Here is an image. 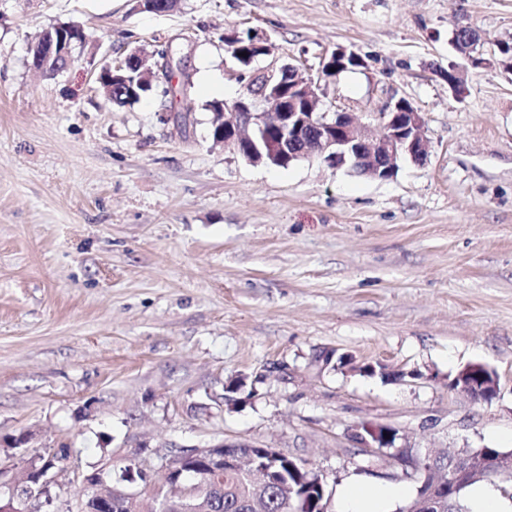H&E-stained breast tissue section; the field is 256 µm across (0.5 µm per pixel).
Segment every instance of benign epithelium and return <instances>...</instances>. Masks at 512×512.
Here are the masks:
<instances>
[{
  "mask_svg": "<svg viewBox=\"0 0 512 512\" xmlns=\"http://www.w3.org/2000/svg\"><path fill=\"white\" fill-rule=\"evenodd\" d=\"M84 43V33L75 23L47 28L30 47L33 66L45 73L58 74L74 63V49ZM224 44L236 60L241 59L239 53L245 50L251 60L272 52L268 39L259 33L250 36V43L243 46L239 35L226 32ZM351 64L360 66L364 60L354 51L339 47L323 61L322 74L332 77ZM173 65L174 55L169 47L151 52L135 47L123 59L102 67L98 82L105 89L132 94L127 74L147 67L149 78L137 83L147 91L155 83H169ZM251 82L254 91L248 90L243 98L224 105L219 121L214 124L224 149L251 163L280 165L316 156L336 168L345 166L356 174L387 181L395 177L401 160L421 161L429 154L423 113L402 97L390 98L384 111L362 123L351 112L331 116L320 111V83L298 76V70L290 63L277 71L256 73ZM448 389L476 403L490 404L498 397L499 377L484 363H469L448 381ZM392 432L394 428L390 426L369 423L356 429L358 442L370 448L389 447ZM236 447V443L222 441L206 448L183 450L180 456L203 463L207 474L214 478L226 470L239 469L241 457L233 452ZM474 463L486 473L512 469V457L487 451L477 457L464 453L448 468V496L462 493L470 484ZM438 491L437 485H430L416 508L444 512ZM17 500L15 478L0 480V512H16Z\"/></svg>",
  "mask_w": 512,
  "mask_h": 512,
  "instance_id": "obj_1",
  "label": "benign epithelium"
}]
</instances>
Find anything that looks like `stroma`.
I'll list each match as a JSON object with an SVG mask.
<instances>
[{
	"instance_id": "stroma-1",
	"label": "stroma",
	"mask_w": 512,
	"mask_h": 512,
	"mask_svg": "<svg viewBox=\"0 0 512 512\" xmlns=\"http://www.w3.org/2000/svg\"><path fill=\"white\" fill-rule=\"evenodd\" d=\"M86 36L67 70L34 68L45 28ZM470 27L489 63L448 87ZM268 37L240 67L225 31ZM512 0H0V468L67 444L69 469L147 463L173 446L258 443L351 480L397 483L383 448L512 450ZM172 47L186 90L131 105L97 81L128 48ZM365 67L321 74L326 54ZM295 64L322 109L363 116L390 96L425 118L427 160L378 181L303 159L253 164L211 136L209 106ZM382 363L416 378L381 381ZM482 362L489 404L449 391ZM243 380L235 397L230 381ZM32 439L10 449L22 432ZM363 427L367 430L369 437L361 433ZM383 432H386V435H383ZM392 432L398 431L395 428L386 425L364 423L357 427L355 434L358 435V437H356L358 442L364 447L396 448L393 453H390L387 456L389 466L402 468L404 460H412L421 469L419 459L412 456L420 454L413 452L410 448L396 447L395 445L387 444L390 439L394 444L397 440L396 436L391 438Z\"/></svg>"
}]
</instances>
